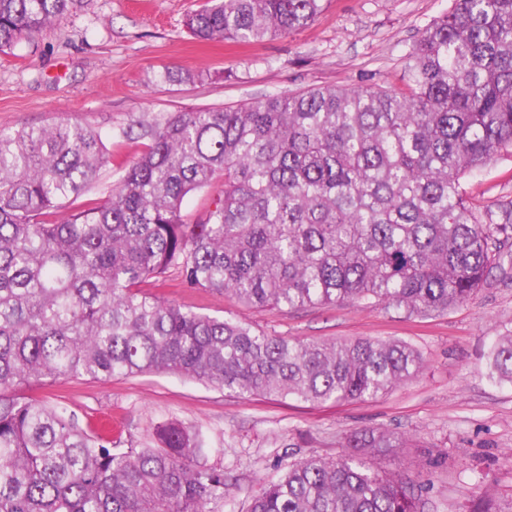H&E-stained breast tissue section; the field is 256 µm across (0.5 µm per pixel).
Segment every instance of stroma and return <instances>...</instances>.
I'll return each mask as SVG.
<instances>
[{"mask_svg":"<svg viewBox=\"0 0 512 512\" xmlns=\"http://www.w3.org/2000/svg\"><path fill=\"white\" fill-rule=\"evenodd\" d=\"M203 0H75L65 18L0 54V128L67 115L108 135L106 200L119 165L144 147L140 123L205 107H236L318 86L405 88L423 28L452 0H325L306 27L260 42L200 41L185 19ZM479 212L512 214V150L464 181ZM158 295L214 317H233L304 342L400 340L422 356L412 381L367 401L305 403L238 398L167 374L112 380L60 379L24 388L59 403L81 427L112 424L121 442L149 443L154 424L174 419L201 432L232 479L226 512H245L289 461L334 458L351 433L386 430L406 447L376 454V467L414 477L427 512H512V385L487 374L496 336L512 330V279L492 269L469 302L410 314L388 304L253 308L183 284L169 274Z\"/></svg>","mask_w":512,"mask_h":512,"instance_id":"35a3bbf8","label":"stroma"}]
</instances>
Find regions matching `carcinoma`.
Masks as SVG:
<instances>
[{
    "mask_svg": "<svg viewBox=\"0 0 512 512\" xmlns=\"http://www.w3.org/2000/svg\"><path fill=\"white\" fill-rule=\"evenodd\" d=\"M73 0H0V53L60 20ZM322 0H206L198 40L260 41L314 20ZM405 92L313 87L142 126L148 139L107 200L112 163L72 117L0 129V512H221L229 484L199 434L175 421L156 445L120 448L32 383L170 374L237 397L363 401L415 379L395 340L302 342L185 309L141 290L176 270L190 288L254 307L390 303L410 314L468 301L500 263L512 224H491L467 176L512 148V0H453L421 32ZM224 190L190 223L184 199ZM488 376L512 384V331ZM305 457L246 512H423L419 483L372 454L405 447L351 434Z\"/></svg>",
    "mask_w": 512,
    "mask_h": 512,
    "instance_id": "carcinoma-1",
    "label": "carcinoma"
}]
</instances>
